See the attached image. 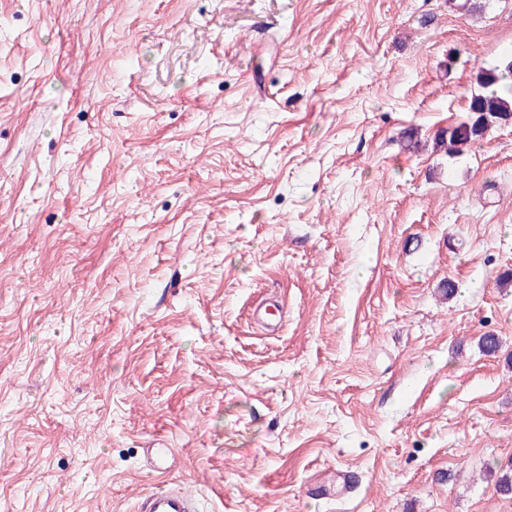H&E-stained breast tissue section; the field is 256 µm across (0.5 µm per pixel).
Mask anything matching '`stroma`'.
Returning a JSON list of instances; mask_svg holds the SVG:
<instances>
[{
  "label": "stroma",
  "instance_id": "1",
  "mask_svg": "<svg viewBox=\"0 0 512 512\" xmlns=\"http://www.w3.org/2000/svg\"><path fill=\"white\" fill-rule=\"evenodd\" d=\"M469 3L0 0V512H134L148 448L201 512H512V122L435 145L512 53Z\"/></svg>",
  "mask_w": 512,
  "mask_h": 512
}]
</instances>
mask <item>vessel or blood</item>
Segmentation results:
<instances>
[{
    "label": "vessel or blood",
    "mask_w": 512,
    "mask_h": 512,
    "mask_svg": "<svg viewBox=\"0 0 512 512\" xmlns=\"http://www.w3.org/2000/svg\"><path fill=\"white\" fill-rule=\"evenodd\" d=\"M170 449H149L146 468L156 478L158 487L146 494L137 505V512H200L198 495L183 484L168 480Z\"/></svg>",
    "instance_id": "obj_1"
}]
</instances>
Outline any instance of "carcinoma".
Returning a JSON list of instances; mask_svg holds the SVG:
<instances>
[{"instance_id": "1", "label": "carcinoma", "mask_w": 512, "mask_h": 512, "mask_svg": "<svg viewBox=\"0 0 512 512\" xmlns=\"http://www.w3.org/2000/svg\"><path fill=\"white\" fill-rule=\"evenodd\" d=\"M476 84L478 91L472 96L467 119L436 138L437 146L450 156L483 139L493 126L512 120V58L480 71Z\"/></svg>"}]
</instances>
